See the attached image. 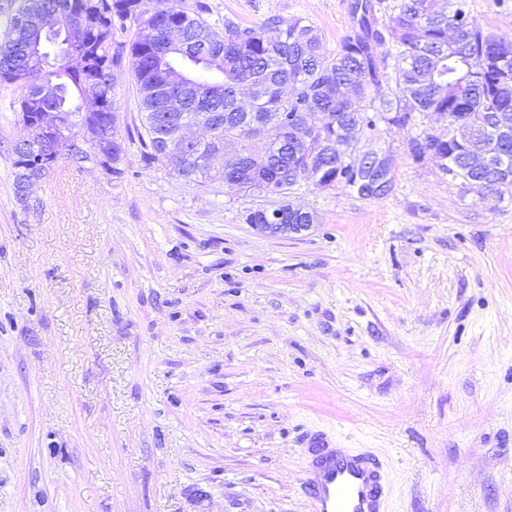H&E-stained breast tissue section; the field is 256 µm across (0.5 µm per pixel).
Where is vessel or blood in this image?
Instances as JSON below:
<instances>
[{
  "label": "vessel or blood",
  "mask_w": 512,
  "mask_h": 512,
  "mask_svg": "<svg viewBox=\"0 0 512 512\" xmlns=\"http://www.w3.org/2000/svg\"><path fill=\"white\" fill-rule=\"evenodd\" d=\"M381 469L371 456L318 443L308 451L304 485L312 512H382Z\"/></svg>",
  "instance_id": "obj_1"
}]
</instances>
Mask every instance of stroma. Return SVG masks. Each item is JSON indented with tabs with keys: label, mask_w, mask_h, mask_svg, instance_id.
Segmentation results:
<instances>
[{
	"label": "stroma",
	"mask_w": 512,
	"mask_h": 512,
	"mask_svg": "<svg viewBox=\"0 0 512 512\" xmlns=\"http://www.w3.org/2000/svg\"><path fill=\"white\" fill-rule=\"evenodd\" d=\"M303 17L336 50L354 0H205ZM121 176L60 163L14 194L23 130L0 85V512H311L307 435L368 450L386 512H512V192L414 162L419 127L358 153L392 190L293 188L316 222L246 221L277 196L147 164L130 71ZM276 211H281L285 213L287 221L290 223L296 222H308L310 212H299L300 208L295 207L288 200H282L275 208L268 209H258L251 212L247 217V223L252 224L256 228L260 229L262 232L268 233L270 235H286V234H299L302 231L308 230L313 226L310 224H265L264 216L266 215L268 218L272 216V213ZM288 212V213H287ZM287 213V214H286ZM308 214V215H306ZM263 222V223H262Z\"/></svg>",
	"instance_id": "obj_1"
}]
</instances>
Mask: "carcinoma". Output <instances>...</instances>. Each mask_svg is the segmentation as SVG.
<instances>
[{"label":"carcinoma","instance_id":"carcinoma-1","mask_svg":"<svg viewBox=\"0 0 512 512\" xmlns=\"http://www.w3.org/2000/svg\"><path fill=\"white\" fill-rule=\"evenodd\" d=\"M10 16L0 39V83L20 90L12 102L18 113L45 106L58 112L81 115L80 124L98 128L112 149V174H122L125 154L115 88L120 72L130 67L139 95L145 158L164 161L165 141L170 135L163 122L162 94L175 92L188 81L198 97L189 103L193 112H214L223 118L212 137L229 139L235 153L224 158V171L212 173L201 159L207 147L193 149L172 167L186 178H209L283 197L275 208L258 209L247 223L260 224L264 217L281 211L291 223L307 222L309 216L285 200L298 182L319 189L340 183L359 191L357 172L347 162L356 143L342 138L341 129L357 126L372 131L384 122L404 127L420 114L448 121V135L423 131L409 142L415 162L439 155V169L464 185L478 184L487 192L502 195L512 180L501 186L489 183L497 169L512 174V138L496 128L500 116L512 117V40L487 29L471 14L467 0H401L390 16L387 31L395 52L393 62L375 60L370 47L383 41L376 27L373 0H357L362 10L360 29L329 52L320 31L302 17L267 18L262 24L243 27L226 18L211 22L198 4L191 12L161 6V0H10ZM82 12L88 34L71 48L82 53L86 69L70 72L58 56L48 57L36 71H27L28 58L42 36L40 18ZM135 27L130 41L116 39L117 32ZM185 31L180 50L164 52V36L173 28ZM92 84L105 100L103 111L82 116L81 104L71 93L83 94ZM389 94L375 101L372 92L383 85ZM233 112H251L245 122ZM308 123L304 142L276 148L262 140L258 126L288 119ZM467 124L477 142L492 146L491 169L476 174L462 161L465 146L454 139L456 124ZM27 138L10 147L13 188L23 200L25 183L45 179L53 170L27 167L21 150Z\"/></svg>","mask_w":512,"mask_h":512}]
</instances>
